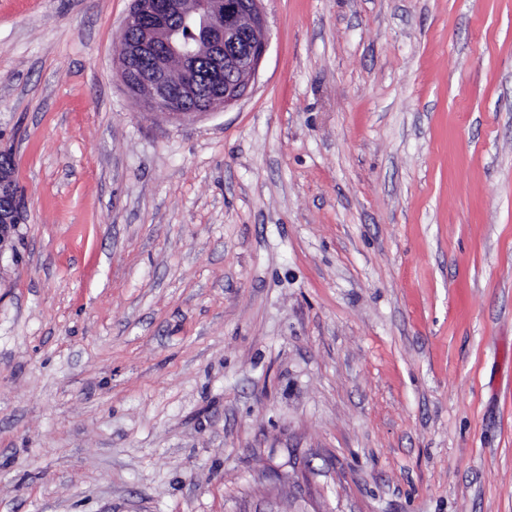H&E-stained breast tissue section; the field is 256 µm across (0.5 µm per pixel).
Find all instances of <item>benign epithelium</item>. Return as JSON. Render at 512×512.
<instances>
[{
	"mask_svg": "<svg viewBox=\"0 0 512 512\" xmlns=\"http://www.w3.org/2000/svg\"><path fill=\"white\" fill-rule=\"evenodd\" d=\"M263 0H133L118 61L126 88L152 112L176 119L209 114L239 99L254 82L269 34ZM190 21L193 39L177 38L174 22ZM210 63L208 95L198 63ZM15 172L0 159V247L20 223L13 198Z\"/></svg>",
	"mask_w": 512,
	"mask_h": 512,
	"instance_id": "7a95c632",
	"label": "benign epithelium"
}]
</instances>
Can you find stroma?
Listing matches in <instances>:
<instances>
[{
  "label": "stroma",
  "mask_w": 512,
  "mask_h": 512,
  "mask_svg": "<svg viewBox=\"0 0 512 512\" xmlns=\"http://www.w3.org/2000/svg\"><path fill=\"white\" fill-rule=\"evenodd\" d=\"M132 0H0V512H512V0H263L237 102ZM263 0H133L120 38L118 61L126 88L148 112L186 119L241 99L254 82L269 34ZM192 21L193 39L181 42L174 22ZM134 32V35L131 34ZM210 63L205 102L199 70ZM177 65L178 74L173 67ZM15 172L8 160L0 159V248L9 236L12 225L20 224L13 198Z\"/></svg>",
  "instance_id": "1"
}]
</instances>
